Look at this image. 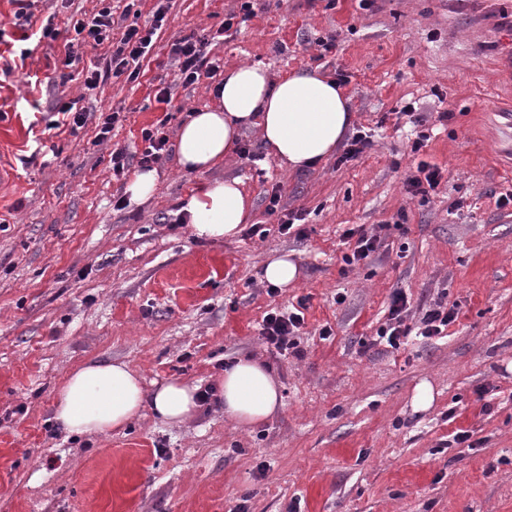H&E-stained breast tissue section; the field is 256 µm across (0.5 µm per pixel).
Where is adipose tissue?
Masks as SVG:
<instances>
[{"mask_svg": "<svg viewBox=\"0 0 512 512\" xmlns=\"http://www.w3.org/2000/svg\"><path fill=\"white\" fill-rule=\"evenodd\" d=\"M212 95L213 104L193 110L178 131L176 154L184 171L223 163L248 127L258 128L281 164L303 169L332 155L355 120L350 99L335 80L306 69L274 80L265 68L243 63L225 70ZM253 208L241 181L232 178L197 186L179 211L194 238L221 241L238 234ZM197 392L178 380L149 392L128 363L91 360L57 390L54 420L69 434H105L124 428L148 406L163 422L180 425L197 411ZM219 398L225 416L242 428L261 424L282 405L270 368L251 357L225 366Z\"/></svg>", "mask_w": 512, "mask_h": 512, "instance_id": "1", "label": "adipose tissue"}]
</instances>
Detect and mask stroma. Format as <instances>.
<instances>
[{
    "label": "stroma",
    "mask_w": 512,
    "mask_h": 512,
    "mask_svg": "<svg viewBox=\"0 0 512 512\" xmlns=\"http://www.w3.org/2000/svg\"><path fill=\"white\" fill-rule=\"evenodd\" d=\"M125 7L151 21L159 0H33L34 23L65 30L72 15ZM238 0H171L137 81L113 77L87 89L85 47L64 88L30 89L53 76L60 49L49 41L21 57L14 0H0V155L17 171L0 192V512H512V166L498 152L495 123L512 113V0H256L255 16L217 37ZM211 35L225 67L261 64L272 78L299 68L347 76L354 128L371 134L354 161L327 159L292 172L253 129L242 139L259 164L232 156L204 173L158 165L143 205L116 209L126 181L112 153L137 159L141 131L176 139L188 113L211 104L213 79L177 88L172 42ZM336 49L323 53L322 39ZM89 113L75 132L46 128L58 91ZM414 101L433 135L421 160L443 179L422 205L405 179L413 165L400 110ZM452 113L438 119L440 109ZM118 113L111 138L98 118ZM235 177L255 202L266 235L195 240L177 222L195 185ZM280 186L282 209L304 211L303 234H284L266 214ZM352 224L376 229L373 256L347 265ZM298 264L296 285L270 292L268 256ZM411 319L457 304L445 335L393 350L376 344L394 292ZM305 301L300 355L268 349L263 319ZM331 328L321 337V328ZM265 361L283 406L253 431L203 406L184 425L143 409L101 436L56 428L57 388L92 359L129 363L146 390L178 379L217 384L226 362ZM432 407L414 411L422 381ZM470 432L473 447L453 445Z\"/></svg>",
    "instance_id": "1"
}]
</instances>
